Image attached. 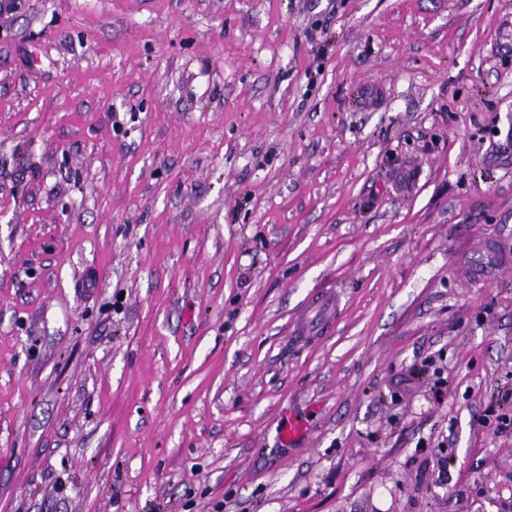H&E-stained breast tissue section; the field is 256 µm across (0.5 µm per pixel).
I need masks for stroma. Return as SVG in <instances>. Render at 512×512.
Listing matches in <instances>:
<instances>
[{
  "label": "stroma",
  "instance_id": "stroma-1",
  "mask_svg": "<svg viewBox=\"0 0 512 512\" xmlns=\"http://www.w3.org/2000/svg\"><path fill=\"white\" fill-rule=\"evenodd\" d=\"M482 240L512 0H0V512H512Z\"/></svg>",
  "mask_w": 512,
  "mask_h": 512
}]
</instances>
